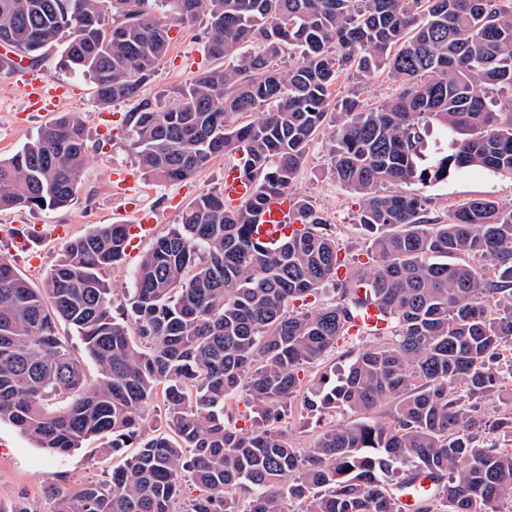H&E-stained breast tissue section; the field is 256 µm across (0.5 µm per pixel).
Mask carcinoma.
Returning a JSON list of instances; mask_svg holds the SVG:
<instances>
[{
	"label": "carcinoma",
	"mask_w": 512,
	"mask_h": 512,
	"mask_svg": "<svg viewBox=\"0 0 512 512\" xmlns=\"http://www.w3.org/2000/svg\"><path fill=\"white\" fill-rule=\"evenodd\" d=\"M0 0V42L29 59L64 42L99 104L126 115L143 174L181 182L211 157L241 152L254 183L238 207L222 191L195 198L142 257L130 320L112 315L103 273L125 256L127 225L70 240L45 287L0 257V421L50 454L92 438L135 452L106 481L50 483L49 512H402L386 475L413 463L433 477L414 512H502L512 501V207L486 198L429 216L421 196L392 189L471 170L512 177V111L486 91L512 88V0ZM204 15L219 65L196 72L170 105L141 96L166 55L168 20ZM387 70L402 86L366 108L332 98L340 74ZM258 114L246 124L231 116ZM333 124L336 180L359 198L370 237L354 285L310 311L309 297L345 267L319 211L296 199L301 228L274 251L252 238L255 212L291 190L307 150ZM438 129L447 145L428 149ZM84 123L67 112L0 159V210L73 203L87 163ZM490 262L486 271L470 262ZM386 326L337 379L302 389L300 369L349 338L363 304ZM70 324L99 367L57 324ZM135 333L144 343L138 349ZM245 391L261 425L224 424ZM303 393L308 413L360 418L323 430L306 449L278 427ZM162 396L166 427L147 426ZM507 401L489 418L482 401ZM55 398L68 399L59 412ZM386 406L390 419L365 414ZM58 327L62 336H69L70 342L75 349V353L83 357L88 380L91 383L94 382L98 377V366L96 362L85 353L84 345L80 337L76 336L75 332L64 323H61Z\"/></svg>",
	"instance_id": "1"
}]
</instances>
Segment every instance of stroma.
I'll return each instance as SVG.
<instances>
[{"label":"stroma","mask_w":512,"mask_h":512,"mask_svg":"<svg viewBox=\"0 0 512 512\" xmlns=\"http://www.w3.org/2000/svg\"><path fill=\"white\" fill-rule=\"evenodd\" d=\"M170 46L157 69L143 89L144 96L162 97L171 101L178 97L187 80L201 67L213 66L203 47L206 30L204 22L185 27L172 23ZM52 84L63 85L68 96L60 109L81 113L84 133L89 145V157L81 176V188L76 201L67 208H25L19 211H0V226L13 224L23 218L28 224H68L73 236L91 232L102 224H128L131 214L125 213L126 200L112 185L113 168L120 167L136 173V186L145 209L155 211L159 220L153 238L138 243L135 252L126 254L122 264L107 271L105 278L115 290L114 313L125 309L126 297L133 286L135 271L142 256L151 248L154 237L165 235L177 224L181 206L172 205L174 196L184 203L199 195L222 189L224 168L239 161L238 154H219L188 180L159 184L141 174L138 158L131 145L125 114L131 103L116 102L100 105L94 86L87 77L75 73L65 62L61 48L44 54L37 63ZM398 83L386 71L358 79L343 73L333 91L336 97L358 94L364 106L371 107L395 96ZM42 115L27 111L25 94L19 87L14 71L0 70V157L6 158L35 138L46 125ZM331 126H324L310 145L305 161L293 184V195L307 199L322 214L330 226L347 262L363 258L368 241L358 223L359 199L336 181L332 163ZM406 192L428 198L433 216L446 218L449 209L462 201L489 198L503 207L512 206V178L473 170L442 182L406 185ZM61 240L47 241L41 248L39 265H31L26 254L19 251L10 237H0V254L7 256L31 287L45 285V276L63 253ZM332 421L325 414H303L300 402H292L279 427L290 444L306 448ZM7 447L0 453V512L21 505L27 512H47L49 505L44 494L48 482L77 486L87 480L108 478L121 456H109L99 450L100 443L92 439L82 448L64 455H51L17 431L9 422H0V444Z\"/></svg>","instance_id":"obj_1"}]
</instances>
